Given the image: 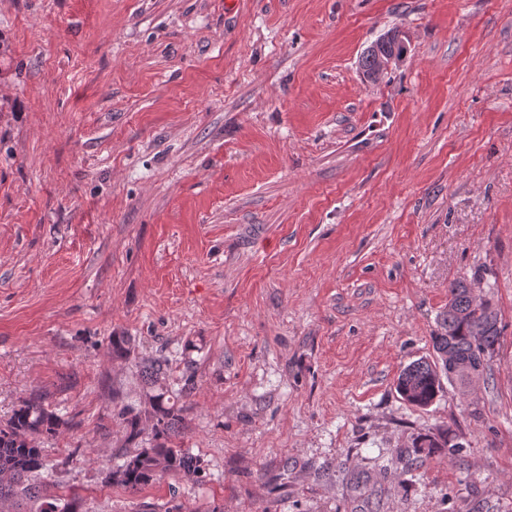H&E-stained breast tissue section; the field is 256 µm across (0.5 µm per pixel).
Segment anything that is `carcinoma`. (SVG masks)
Returning a JSON list of instances; mask_svg holds the SVG:
<instances>
[{
  "label": "carcinoma",
  "instance_id": "carcinoma-1",
  "mask_svg": "<svg viewBox=\"0 0 512 512\" xmlns=\"http://www.w3.org/2000/svg\"><path fill=\"white\" fill-rule=\"evenodd\" d=\"M395 49L392 38L376 40L361 54L360 70L368 73L377 53ZM502 330L492 301L474 305L467 280L451 283L448 307L440 314L438 329L431 336L434 358L407 365L397 377V392L406 403L425 408L437 397L444 379L461 392L474 378L489 379L488 359L499 345ZM110 347L116 358L128 359L134 353L131 338L121 334L112 336ZM136 367L149 391L134 403L113 405L112 419L123 426L129 441H137L149 430L152 442L131 453H120V463L108 467L102 483L139 491L169 475L200 477V459L173 441L184 423V407L177 402L194 389L193 361L186 362L177 392L161 384L169 369L168 359H142ZM70 426L72 421L46 405L39 394L21 400L11 416L0 422V512H85L82 496L60 492V475L73 455L51 468L37 445L39 439L53 438ZM415 448L416 454L425 458L442 457L454 455L458 445L445 432L420 439Z\"/></svg>",
  "mask_w": 512,
  "mask_h": 512
}]
</instances>
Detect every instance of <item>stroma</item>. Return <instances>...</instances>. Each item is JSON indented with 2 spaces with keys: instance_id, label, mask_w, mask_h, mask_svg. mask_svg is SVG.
I'll return each mask as SVG.
<instances>
[{
  "instance_id": "35a3bbf8",
  "label": "stroma",
  "mask_w": 512,
  "mask_h": 512,
  "mask_svg": "<svg viewBox=\"0 0 512 512\" xmlns=\"http://www.w3.org/2000/svg\"><path fill=\"white\" fill-rule=\"evenodd\" d=\"M478 272L492 381L408 406ZM116 334L194 359L201 478L104 486ZM33 392L94 512H512V0H0V421ZM446 426L459 459L405 456ZM399 32V29L392 28L384 33L382 38H378L375 42L371 43L369 47H367L360 56L358 61L359 68L362 71V74L365 75L368 73L374 66L377 52L374 48H378L380 53L390 52L392 53L395 49H398L397 45L394 43L395 35ZM389 33L394 34V39L391 37L388 41H381L385 39Z\"/></svg>"
}]
</instances>
